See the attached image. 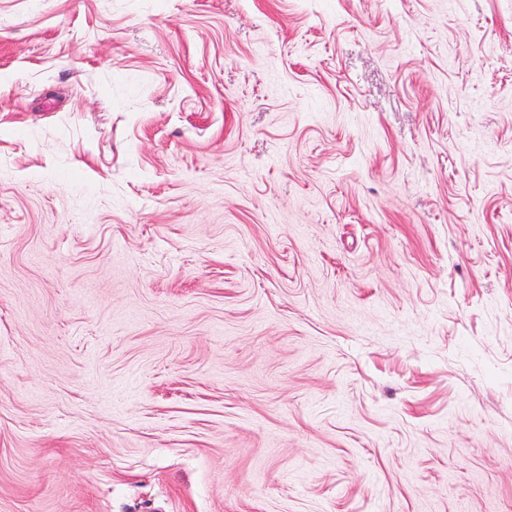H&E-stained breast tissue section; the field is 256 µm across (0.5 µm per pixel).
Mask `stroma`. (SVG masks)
I'll return each mask as SVG.
<instances>
[{"instance_id": "stroma-1", "label": "stroma", "mask_w": 512, "mask_h": 512, "mask_svg": "<svg viewBox=\"0 0 512 512\" xmlns=\"http://www.w3.org/2000/svg\"><path fill=\"white\" fill-rule=\"evenodd\" d=\"M0 512H512V0H0Z\"/></svg>"}]
</instances>
